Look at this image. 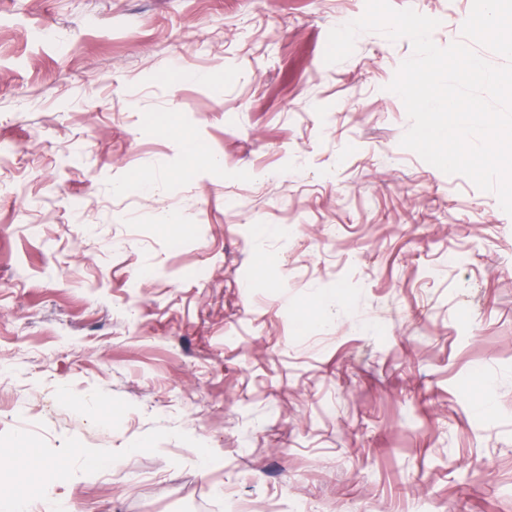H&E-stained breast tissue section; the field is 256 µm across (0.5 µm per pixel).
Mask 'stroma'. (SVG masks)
Segmentation results:
<instances>
[{
	"instance_id": "1",
	"label": "stroma",
	"mask_w": 512,
	"mask_h": 512,
	"mask_svg": "<svg viewBox=\"0 0 512 512\" xmlns=\"http://www.w3.org/2000/svg\"><path fill=\"white\" fill-rule=\"evenodd\" d=\"M462 38L472 0H391ZM365 0H0V486L76 512H512V216L423 161ZM210 449L201 463V449Z\"/></svg>"
}]
</instances>
